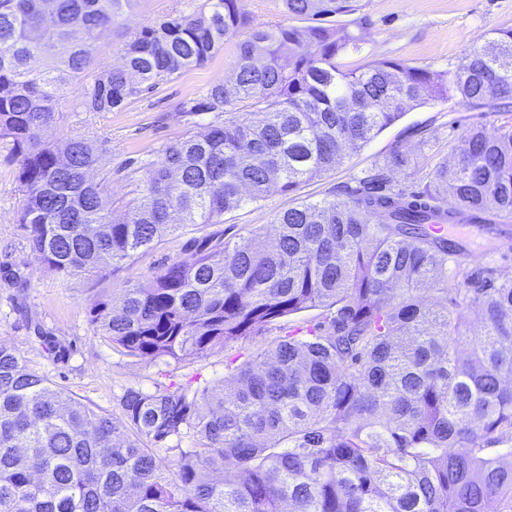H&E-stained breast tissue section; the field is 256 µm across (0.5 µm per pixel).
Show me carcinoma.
I'll return each mask as SVG.
<instances>
[{"label":"carcinoma","instance_id":"1","mask_svg":"<svg viewBox=\"0 0 512 512\" xmlns=\"http://www.w3.org/2000/svg\"><path fill=\"white\" fill-rule=\"evenodd\" d=\"M238 2L169 14L123 45L122 66L96 68L98 40L134 0H0V140L20 162L18 223L48 270L107 278L178 228L174 214L217 224L272 187L290 194L425 95L512 112V29L453 72L388 59L348 70L339 59L360 37L344 17L361 0H280L299 24L276 27ZM231 37L230 74L181 109L210 119L137 168L123 213L92 178L102 156L91 139L71 137L61 157L46 142L67 87L79 86L81 111L111 112ZM456 151L417 187L387 175L409 163L396 152L342 198L277 214L270 236L176 256L93 303L111 346L175 362L323 310L227 381L128 387L118 423L0 344V512H509L512 277L487 268L465 274L448 304L432 296L448 294V263L466 252L444 227L512 215V126L469 128ZM186 437L194 446L176 447L167 471L155 448Z\"/></svg>","mask_w":512,"mask_h":512}]
</instances>
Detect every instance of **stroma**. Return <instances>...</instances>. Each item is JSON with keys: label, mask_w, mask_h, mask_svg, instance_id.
Returning <instances> with one entry per match:
<instances>
[{"label": "stroma", "mask_w": 512, "mask_h": 512, "mask_svg": "<svg viewBox=\"0 0 512 512\" xmlns=\"http://www.w3.org/2000/svg\"><path fill=\"white\" fill-rule=\"evenodd\" d=\"M198 4L199 0H137L126 13L123 27L106 31L99 41L97 63L119 64L121 48L134 33L165 15L191 14ZM351 29L361 41L358 49L342 57L345 68L396 59L452 71L483 39L497 30L512 29V0H362ZM234 52V40H227L205 65L143 92L118 112L76 111L71 98H64L58 106L61 117L47 139L59 149L79 134L96 141L107 158L101 176L112 205L123 210L138 182L129 173V161L157 160L166 145L183 136L190 126L181 111L183 103L200 98L209 86L223 80ZM508 122L512 123V112L486 117L454 98L426 102L406 111L363 148L347 152L335 170L301 184L294 193L274 189L260 201L226 212L223 223L163 232L152 249L141 252L109 279L62 277L42 266L18 222L23 204L16 182L18 159L9 142L0 140V343L12 348L27 368L45 375L55 387L116 419L121 416L117 399L126 387L148 391L159 385L201 387L230 378L232 360H245L289 332L313 326L319 310L281 318L262 335L229 343L189 361L148 362L125 355L98 335L90 321L92 302L144 280L169 258L183 254L196 235L234 243L248 237L251 230L269 231L280 211L334 198L344 186L367 176L375 162L395 152L407 155L409 163L392 170L393 180L409 186L425 183L436 166L454 162V147L466 129L481 125L493 135ZM487 267L505 277L512 275V253L498 243L483 253L467 252L461 266H449L448 285L459 286L460 271L476 273Z\"/></svg>", "instance_id": "stroma-1"}]
</instances>
